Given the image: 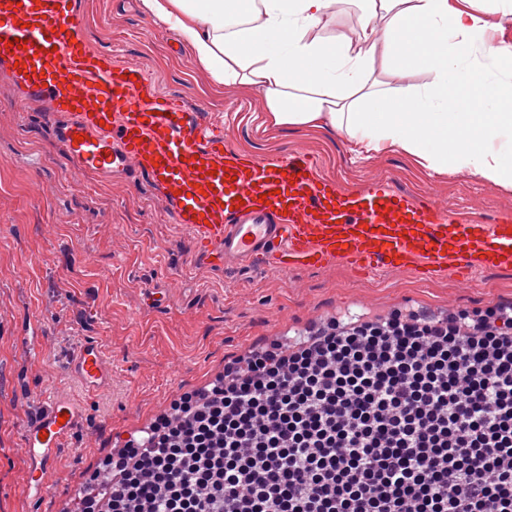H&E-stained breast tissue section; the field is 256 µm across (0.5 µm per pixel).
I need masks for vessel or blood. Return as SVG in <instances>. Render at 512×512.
I'll use <instances>...</instances> for the list:
<instances>
[{
    "label": "vessel or blood",
    "mask_w": 512,
    "mask_h": 512,
    "mask_svg": "<svg viewBox=\"0 0 512 512\" xmlns=\"http://www.w3.org/2000/svg\"><path fill=\"white\" fill-rule=\"evenodd\" d=\"M15 38L24 48H6ZM0 71L22 102L51 112L53 139L77 167L144 176L208 267L285 274L336 265L424 280L512 269V211L487 221L477 205L421 202L381 178L341 189L305 153L257 160L225 150L221 126L163 95L142 65L92 49L73 0H0ZM66 368L88 392L112 383L94 340ZM78 423L61 393L26 421L27 492L47 494Z\"/></svg>",
    "instance_id": "vessel-or-blood-1"
}]
</instances>
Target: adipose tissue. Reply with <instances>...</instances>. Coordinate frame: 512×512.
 Returning a JSON list of instances; mask_svg holds the SVG:
<instances>
[{
	"label": "adipose tissue",
	"mask_w": 512,
	"mask_h": 512,
	"mask_svg": "<svg viewBox=\"0 0 512 512\" xmlns=\"http://www.w3.org/2000/svg\"><path fill=\"white\" fill-rule=\"evenodd\" d=\"M139 0L220 85L263 93L272 128L339 134L356 154H405L433 173L512 188V44L452 0ZM403 71L425 73L418 87Z\"/></svg>",
	"instance_id": "1"
}]
</instances>
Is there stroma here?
<instances>
[{"label":"stroma","mask_w":512,"mask_h":512,"mask_svg":"<svg viewBox=\"0 0 512 512\" xmlns=\"http://www.w3.org/2000/svg\"><path fill=\"white\" fill-rule=\"evenodd\" d=\"M87 43L136 61L159 90L224 124V146L255 158L306 151L345 190L382 177L421 199L466 206L484 219L512 209V189L467 175L432 174L400 154L353 160L341 137L309 128L264 129L258 91L213 83L177 33L146 17L137 0H75ZM420 282L342 266L281 274L213 270L145 178L107 182L77 171L48 133L20 111L0 75V512H63L72 486L88 484L126 434L206 384L224 363L292 327L354 307L378 314L413 304L479 311L512 302V270ZM159 304L147 305L149 294ZM97 340L115 374L89 393L63 369ZM82 413L66 442L64 470L40 500L24 492L23 427L53 390Z\"/></svg>","instance_id":"35a3bbf8"}]
</instances>
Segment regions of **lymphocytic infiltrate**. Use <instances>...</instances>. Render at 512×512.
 <instances>
[{"label":"lymphocytic infiltrate","instance_id":"1","mask_svg":"<svg viewBox=\"0 0 512 512\" xmlns=\"http://www.w3.org/2000/svg\"><path fill=\"white\" fill-rule=\"evenodd\" d=\"M105 469L87 512H512V306L252 350Z\"/></svg>","mask_w":512,"mask_h":512}]
</instances>
